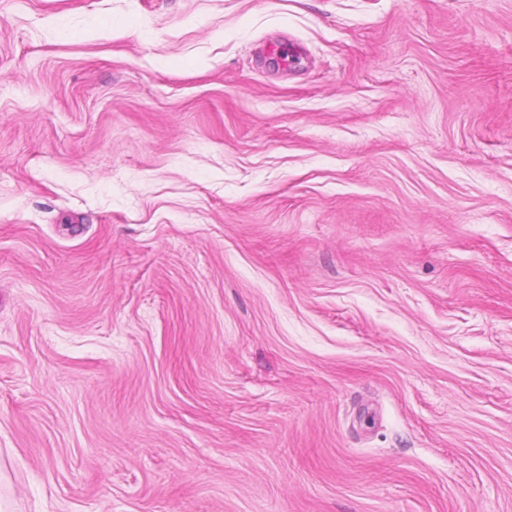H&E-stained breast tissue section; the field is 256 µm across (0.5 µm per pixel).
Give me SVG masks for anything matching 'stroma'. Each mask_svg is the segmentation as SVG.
Returning <instances> with one entry per match:
<instances>
[{"label": "stroma", "instance_id": "35a3bbf8", "mask_svg": "<svg viewBox=\"0 0 512 512\" xmlns=\"http://www.w3.org/2000/svg\"><path fill=\"white\" fill-rule=\"evenodd\" d=\"M12 512H512V0H0Z\"/></svg>", "mask_w": 512, "mask_h": 512}]
</instances>
